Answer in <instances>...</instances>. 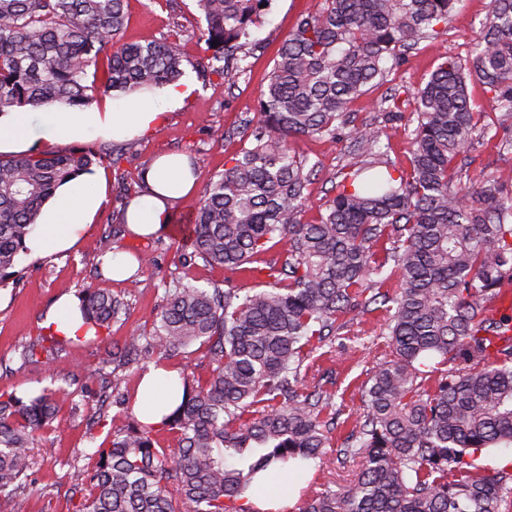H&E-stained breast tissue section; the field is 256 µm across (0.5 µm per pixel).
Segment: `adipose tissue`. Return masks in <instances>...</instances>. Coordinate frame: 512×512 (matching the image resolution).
Returning <instances> with one entry per match:
<instances>
[{"mask_svg":"<svg viewBox=\"0 0 512 512\" xmlns=\"http://www.w3.org/2000/svg\"><path fill=\"white\" fill-rule=\"evenodd\" d=\"M45 134L43 150L55 144L99 135L125 140L160 125L164 114L154 99L138 96L132 111L102 112L89 107L82 112H44L40 115ZM145 190L134 198L126 211L130 235L148 237L165 230L172 204L188 196L195 186L193 169L187 157L166 155L157 159L142 175ZM106 196L97 172H83L63 183L44 206L38 224L27 236L28 258H44L69 250L91 224ZM181 385L163 369L150 371L140 383L135 410L144 423L159 425L169 406L177 404Z\"/></svg>","mask_w":512,"mask_h":512,"instance_id":"ef3b65f1","label":"adipose tissue"}]
</instances>
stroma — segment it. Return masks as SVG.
Instances as JSON below:
<instances>
[{
  "instance_id": "obj_1",
  "label": "stroma",
  "mask_w": 512,
  "mask_h": 512,
  "mask_svg": "<svg viewBox=\"0 0 512 512\" xmlns=\"http://www.w3.org/2000/svg\"><path fill=\"white\" fill-rule=\"evenodd\" d=\"M316 4L317 0H273L270 13L253 29L254 45L245 49L246 72L205 78L195 70L206 54L202 38L206 23L196 0H127L128 21L121 33L122 41L168 38L177 45L183 57L184 80L194 90L178 107L168 109L164 123L146 135L124 141L99 136L83 139V146L100 155L97 167L104 175L108 202L70 252L27 262L25 276L17 286L0 288V393L26 396L46 387L85 385L93 389L97 400L103 401L110 416L117 411L115 393L136 398L144 373L155 365L154 358L116 374L111 367L102 365L98 344L85 340L63 345L51 360L42 352L29 360L21 358L22 348L44 335L45 317L62 295H76L92 285L124 296L129 309L109 328L112 341L119 343L133 329L151 331L166 282L224 289L252 287V280L241 273L212 267L199 259L187 265L175 262L168 234L146 238L128 234L122 210L128 195L140 191L142 170L170 153L187 156L196 177L195 193L178 201L174 214L180 217L194 209L200 192L223 172L225 161L242 148L243 128L257 116L258 99L282 39L300 18L314 11ZM488 5L489 0H463L448 23L447 34L421 41L406 55L400 68L390 71L382 84L369 87L355 102L351 113L354 125L379 116L380 101L391 90L423 87L440 57L468 59ZM295 149L313 166L309 200L302 214L303 220L310 222L318 218L322 204L332 196L343 157L340 150L330 149L316 138L299 140ZM465 159L470 176L493 172L512 179V149L501 147L499 140L474 141ZM106 246L115 252L153 257L154 266L143 269L134 285L108 280L98 274L101 252ZM385 316V310L379 308L354 320L348 330L340 331L337 344L329 352L313 355L317 368L334 372V444H341L354 427L362 411V387L371 370L389 358L382 334ZM88 415L83 406L62 407L42 432L43 439L55 448L53 457L42 458L38 449H31L29 478L11 496H0V512H13L17 505L22 512H74L88 498L87 489L74 487L69 479L73 468H96L95 449L107 434L103 426H90Z\"/></svg>"
}]
</instances>
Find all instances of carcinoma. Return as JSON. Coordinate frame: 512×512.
<instances>
[{
  "label": "carcinoma",
  "mask_w": 512,
  "mask_h": 512,
  "mask_svg": "<svg viewBox=\"0 0 512 512\" xmlns=\"http://www.w3.org/2000/svg\"><path fill=\"white\" fill-rule=\"evenodd\" d=\"M126 0H0V114L54 103L78 112L99 96L174 84L183 59L165 38L123 42ZM272 0H198L207 50L202 74L226 75ZM461 0H319L284 38L256 121L176 242L181 264L264 277L254 288L165 289L152 332L115 344L103 336L128 303L106 288L80 297L84 331L103 362H161L207 347L209 379L181 374L183 396L160 426L127 423L96 448L76 512H253L254 477L288 463L323 465L335 425L332 372L308 377L310 354L347 315L386 307L391 358L374 368L362 412L339 453L360 461L349 484L310 496L302 512H501L512 465L483 458L512 447V182L463 179L471 141L512 146V0H490L473 54L442 57L428 82L385 97V122L413 125L408 164L388 159L384 129L349 126L351 105L423 39H435ZM482 84L475 109L467 82ZM406 97H401V94ZM413 111L406 112L407 105ZM344 138L354 158L315 222L301 219L307 160L292 144ZM96 152L0 156V288L22 278L25 238L63 181ZM280 265L257 266L282 242ZM397 278L394 293L382 290ZM59 390L0 394V494L27 477L29 448L55 418ZM177 433L158 448L155 433ZM187 506L182 510L178 504Z\"/></svg>",
  "instance_id": "1"
}]
</instances>
